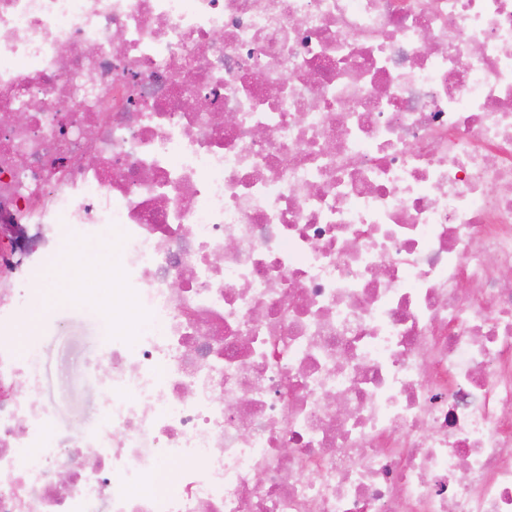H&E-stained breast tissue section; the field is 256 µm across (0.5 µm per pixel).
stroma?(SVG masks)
Masks as SVG:
<instances>
[{
  "label": "stroma",
  "mask_w": 512,
  "mask_h": 512,
  "mask_svg": "<svg viewBox=\"0 0 512 512\" xmlns=\"http://www.w3.org/2000/svg\"><path fill=\"white\" fill-rule=\"evenodd\" d=\"M110 312L65 301L47 320L22 330L15 344L30 360L38 395L50 406L51 430L83 434L103 421V399L87 359L111 346Z\"/></svg>",
  "instance_id": "1"
}]
</instances>
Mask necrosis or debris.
I'll list each match as a JSON object with an SVG mask.
<instances>
[{"mask_svg":"<svg viewBox=\"0 0 512 512\" xmlns=\"http://www.w3.org/2000/svg\"><path fill=\"white\" fill-rule=\"evenodd\" d=\"M0 223V512H512V0H0ZM114 229L52 433L11 337Z\"/></svg>","mask_w":512,"mask_h":512,"instance_id":"obj_1","label":"necrosis or debris"}]
</instances>
